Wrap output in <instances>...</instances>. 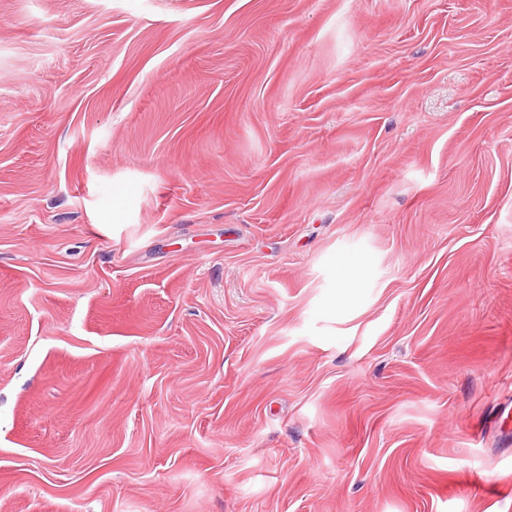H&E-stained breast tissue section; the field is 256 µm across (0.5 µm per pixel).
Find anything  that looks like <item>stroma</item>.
<instances>
[{"instance_id":"stroma-1","label":"stroma","mask_w":512,"mask_h":512,"mask_svg":"<svg viewBox=\"0 0 512 512\" xmlns=\"http://www.w3.org/2000/svg\"><path fill=\"white\" fill-rule=\"evenodd\" d=\"M0 512H512V0H0Z\"/></svg>"}]
</instances>
